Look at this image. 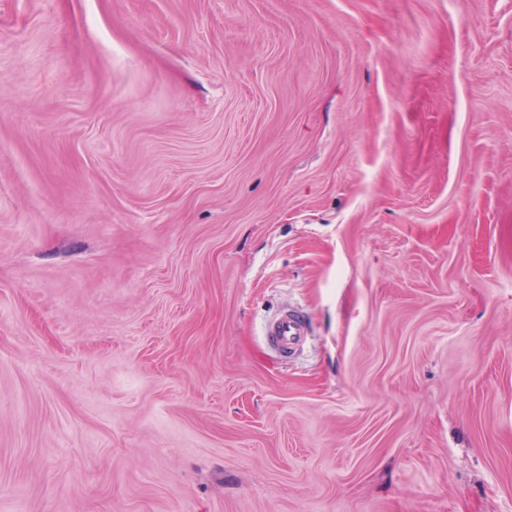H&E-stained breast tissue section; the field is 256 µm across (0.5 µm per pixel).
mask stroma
<instances>
[{
    "label": "stroma",
    "mask_w": 512,
    "mask_h": 512,
    "mask_svg": "<svg viewBox=\"0 0 512 512\" xmlns=\"http://www.w3.org/2000/svg\"><path fill=\"white\" fill-rule=\"evenodd\" d=\"M0 512H512V0H0ZM304 319L293 312H283L265 325L264 336L267 342L283 354H288L307 336Z\"/></svg>",
    "instance_id": "obj_1"
}]
</instances>
